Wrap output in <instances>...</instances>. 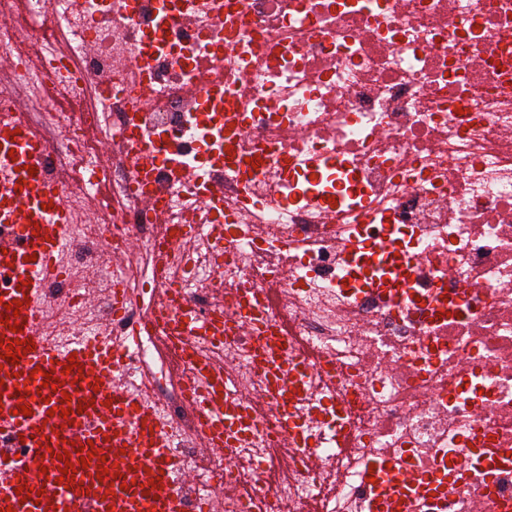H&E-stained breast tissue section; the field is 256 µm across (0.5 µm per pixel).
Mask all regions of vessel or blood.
<instances>
[{"mask_svg":"<svg viewBox=\"0 0 512 512\" xmlns=\"http://www.w3.org/2000/svg\"><path fill=\"white\" fill-rule=\"evenodd\" d=\"M22 146L25 166L5 192L16 201L8 236L0 238V275L9 276L12 288L0 292V315L5 306L20 301L18 331L0 322V339L33 340L35 348L18 363L0 364V512H187L181 488L189 471L176 461L165 435L166 423L148 398L122 385L125 353L137 343L136 335L93 340L76 337L69 348H58L44 336L40 325L42 286L58 277L56 257L64 241L59 233L70 216L57 188L47 186L40 174L29 173L45 144L21 120L19 113H0V150ZM260 305L247 311L225 313L204 321L206 334L222 335L244 322L258 319ZM77 369L67 370L69 359ZM41 375H34V368ZM62 379L60 392L44 385V372ZM191 406L205 430V445L224 453L237 436L235 415L226 408L232 378L221 364L195 358ZM81 405L80 413L64 419L58 411L65 404ZM27 414H20V407ZM56 415H49V408ZM92 446L96 456L82 466L79 448ZM69 452L68 461L58 460ZM76 466L75 477L61 479L65 464ZM106 474H99V466ZM27 485L41 492V499L23 498L17 487Z\"/></svg>","mask_w":512,"mask_h":512,"instance_id":"obj_1","label":"vessel or blood"}]
</instances>
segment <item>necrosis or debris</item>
I'll list each match as a JSON object with an SVG mask.
<instances>
[{
    "mask_svg": "<svg viewBox=\"0 0 512 512\" xmlns=\"http://www.w3.org/2000/svg\"><path fill=\"white\" fill-rule=\"evenodd\" d=\"M0 112L51 140L39 162L71 215L42 332L105 340L140 323L127 384L150 388L193 473L188 506L224 512H512V0H0ZM135 142L110 163L85 129ZM223 186L206 204L186 172ZM150 180L162 210L143 207ZM237 229L214 233L219 212ZM196 234L160 254L163 234ZM178 289L204 320L258 296L288 325V419L264 402V331L204 342L253 424L199 453L183 359L153 305L113 318L110 292ZM163 369L165 384L147 378ZM387 463L400 488L370 477Z\"/></svg>",
    "mask_w": 512,
    "mask_h": 512,
    "instance_id": "necrosis-or-debris-1",
    "label": "necrosis or debris"
}]
</instances>
